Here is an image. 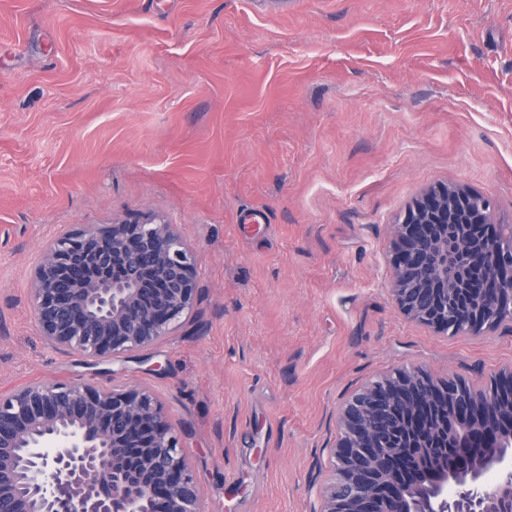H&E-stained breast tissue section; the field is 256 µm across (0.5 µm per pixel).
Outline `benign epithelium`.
<instances>
[{
  "instance_id": "obj_1",
  "label": "benign epithelium",
  "mask_w": 512,
  "mask_h": 512,
  "mask_svg": "<svg viewBox=\"0 0 512 512\" xmlns=\"http://www.w3.org/2000/svg\"><path fill=\"white\" fill-rule=\"evenodd\" d=\"M498 240L492 205L460 188L427 190L395 225L398 308L437 330L466 317L493 326L512 307V254L488 250L475 287L460 258L470 236ZM40 330L53 346L93 358L132 353L169 336L193 307L192 252L170 224L119 223L64 233L41 254L31 284ZM371 402L340 411L331 482L320 512H512V406L494 392L462 394L458 380L401 370L371 384ZM379 401L418 433L447 420L462 432L428 495L406 498L374 441ZM460 491L448 494V487ZM202 490L162 404L123 386L38 381L0 394V512H202Z\"/></svg>"
}]
</instances>
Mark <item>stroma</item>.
Instances as JSON below:
<instances>
[{
    "instance_id": "stroma-1",
    "label": "stroma",
    "mask_w": 512,
    "mask_h": 512,
    "mask_svg": "<svg viewBox=\"0 0 512 512\" xmlns=\"http://www.w3.org/2000/svg\"><path fill=\"white\" fill-rule=\"evenodd\" d=\"M437 183L512 231V0H0V392L147 389L204 512H319L369 380L512 368V321L394 302L392 226ZM145 220L195 254L185 321L103 361L48 343L45 246Z\"/></svg>"
}]
</instances>
